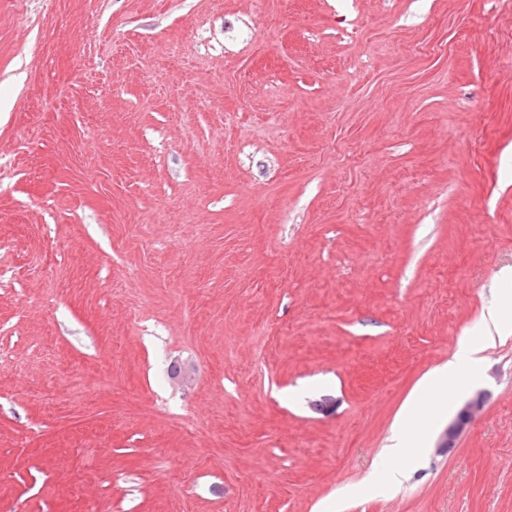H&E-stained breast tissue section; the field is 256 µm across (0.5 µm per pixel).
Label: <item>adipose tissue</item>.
Masks as SVG:
<instances>
[{
  "label": "adipose tissue",
  "instance_id": "adipose-tissue-1",
  "mask_svg": "<svg viewBox=\"0 0 512 512\" xmlns=\"http://www.w3.org/2000/svg\"><path fill=\"white\" fill-rule=\"evenodd\" d=\"M512 333V290L501 289L483 312L471 334L462 337L448 363L427 373L405 405L392 431L391 444L381 452L382 464L370 476L366 489L382 492L412 468L414 435L430 429L439 413L448 409L462 390L481 373L486 351Z\"/></svg>",
  "mask_w": 512,
  "mask_h": 512
}]
</instances>
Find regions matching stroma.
Masks as SVG:
<instances>
[{"label": "stroma", "instance_id": "obj_1", "mask_svg": "<svg viewBox=\"0 0 512 512\" xmlns=\"http://www.w3.org/2000/svg\"><path fill=\"white\" fill-rule=\"evenodd\" d=\"M0 157V512H512V337L362 491L512 269V0H0ZM488 394L484 391H478L473 396L465 400L458 408L454 419L444 430L440 447L453 448L460 434L467 429L474 416L482 410Z\"/></svg>", "mask_w": 512, "mask_h": 512}]
</instances>
